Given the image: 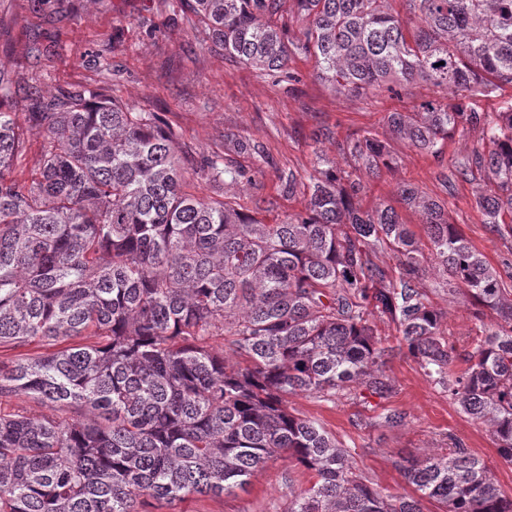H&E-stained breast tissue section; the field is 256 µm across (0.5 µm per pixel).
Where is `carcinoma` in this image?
<instances>
[{"instance_id": "1", "label": "carcinoma", "mask_w": 512, "mask_h": 512, "mask_svg": "<svg viewBox=\"0 0 512 512\" xmlns=\"http://www.w3.org/2000/svg\"><path fill=\"white\" fill-rule=\"evenodd\" d=\"M179 0L206 22L224 59L275 84L300 82L295 56L341 95L447 92L416 112H389L392 136L442 162V147L477 130L476 150L437 179L479 183L474 201L491 232L512 238V99L491 116L474 97L512 87V0ZM0 65V348L58 345L0 365V398L26 396L48 413L0 415V512H147L188 495L247 489L282 458L309 475L288 490L287 512H512V496L468 449L403 456L411 494L370 483L318 422L288 408L287 394L334 401L392 389L390 357L405 353L470 420L489 427L512 464V289L448 218L446 202L409 183L402 208L422 218L425 256L397 208H363L369 182L398 166L370 134L336 142L353 168L318 157L305 178L280 176L302 209L272 224L225 194L183 190L176 134L154 112H132L103 86L71 87L13 102ZM47 134L28 182L12 166L22 127ZM228 150L268 163L259 145L224 133ZM226 189L251 181L229 155L193 165ZM400 255L390 278L370 257ZM433 262L463 294L485 335L462 355L442 312L416 282ZM396 327L395 342L377 321ZM80 336H96L84 344ZM224 337V347L208 345ZM465 367L455 370L456 362ZM66 412L70 417L63 418Z\"/></svg>"}]
</instances>
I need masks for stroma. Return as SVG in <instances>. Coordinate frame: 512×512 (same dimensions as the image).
Returning a JSON list of instances; mask_svg holds the SVG:
<instances>
[{
    "label": "stroma",
    "instance_id": "1",
    "mask_svg": "<svg viewBox=\"0 0 512 512\" xmlns=\"http://www.w3.org/2000/svg\"><path fill=\"white\" fill-rule=\"evenodd\" d=\"M106 48L112 51L108 71L97 62ZM0 64L12 70L21 100L33 90L49 97L77 85L110 84L121 105L158 113L175 131L179 153L191 161L223 154L228 131L258 143L270 163L257 172L252 159L240 157L253 182L233 190L248 211L258 198L272 201V212L279 216L298 211L301 197L279 194L280 174L291 170L305 175L318 157L338 160L337 140L350 133H371L388 141L401 164L371 180L363 206L391 198L397 182L412 183L447 201L450 221L459 224L487 262L498 269L512 264V239L500 238L484 224L473 206L474 184L460 181L444 190L434 175L437 161L391 137L385 125L386 113L413 111L423 96L438 97L437 89L407 87L397 96L385 91L340 96L316 77L313 60L304 57L290 64L301 78L299 84H273L258 70L225 60L223 51L212 48L200 18L179 8L176 0H0ZM320 130L333 137L317 146L313 135ZM441 282L432 270L422 286L444 314L445 335L459 351H467L472 338L481 335L483 323L467 298L448 295ZM386 373L393 390L384 398L340 395L328 403L297 394L288 396L287 404L323 425L381 489L407 492L396 467L400 453L423 448L444 452L457 442L484 461L501 489L512 495V464L500 459L485 426L462 414L412 360L395 357ZM389 409L404 413L401 426L378 425V415ZM307 484V475L289 471L278 460L256 472L247 491L224 497L192 495L173 507L156 502L149 512H284L289 487Z\"/></svg>",
    "mask_w": 512,
    "mask_h": 512
}]
</instances>
